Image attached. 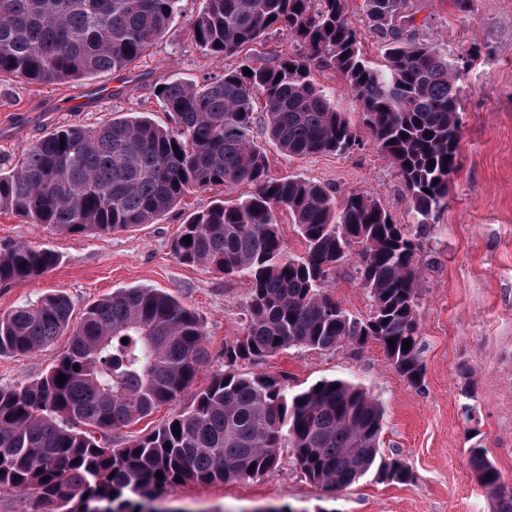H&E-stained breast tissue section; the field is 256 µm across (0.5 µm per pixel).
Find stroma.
<instances>
[{
	"label": "stroma",
	"mask_w": 512,
	"mask_h": 512,
	"mask_svg": "<svg viewBox=\"0 0 512 512\" xmlns=\"http://www.w3.org/2000/svg\"><path fill=\"white\" fill-rule=\"evenodd\" d=\"M203 0H182L167 34L136 63L119 73L57 84L22 79L0 83V161L62 126L94 128L130 112H147L166 123L155 87L171 78L199 83L240 65V57L215 60L196 46L190 23ZM423 39L461 56H480L460 73L464 88L459 168L448 207L421 240L417 309L425 366L421 385L409 384L375 341L331 350L290 349L246 361L247 373L267 374L296 392L340 378L362 385L384 408L381 450L406 465V484L366 476L343 491L311 484L282 449L277 467L246 481L188 484L165 493L179 512H255L289 507L292 512H494L495 502L467 463L472 438L512 484V0H473L470 11L453 0H411ZM359 140L346 153L291 158L268 147V173L299 175L329 187L336 203L350 194H375L395 223L416 233L414 212L395 167L378 152L360 107L342 77L319 71ZM245 185L200 189L151 224L99 236L56 232L0 213V244L25 242L54 251L58 263L47 275L0 286V314L39 296L61 292L74 315L119 288L168 291L199 316L209 361L196 384L205 386L224 370V343L243 335L249 284L201 266L179 262L171 242L180 224L218 199L248 193ZM336 298L358 318L372 302L361 287L354 261L336 271ZM62 343L17 357H0V386L28 383L51 368ZM190 394L164 404L140 421L112 431L105 442L120 448L163 425Z\"/></svg>",
	"instance_id": "stroma-1"
}]
</instances>
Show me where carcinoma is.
<instances>
[{
	"label": "carcinoma",
	"mask_w": 512,
	"mask_h": 512,
	"mask_svg": "<svg viewBox=\"0 0 512 512\" xmlns=\"http://www.w3.org/2000/svg\"><path fill=\"white\" fill-rule=\"evenodd\" d=\"M180 2L0 0V81L53 84L120 72L166 35ZM346 4L204 0L191 35L207 56H236L272 32L294 48L269 62L255 50L217 79L162 83L154 95L169 116L165 125L139 113L98 128L62 127L25 147L15 163L0 164V211L67 234L152 224L195 189L252 188L237 202L217 200L192 213L171 243L181 263L250 284L244 335L224 342L225 370L204 387H194L209 355L201 320L167 291L115 290L75 325L62 293L0 315V357L66 337L44 376L0 387V494L19 492L60 512H147L186 484L261 476L276 467L282 448L324 490H345L367 475L412 479L405 465L382 455L383 409L364 387L329 379L291 393L272 376L237 370L292 348L375 340L407 382L418 386L424 377L417 256L429 219L448 205L458 168L460 66L419 35L410 0H363L364 24L385 55V64L373 65ZM327 67L342 76L376 147L398 170L419 235L405 233L371 193H354L339 209L322 184L269 176L263 137L298 158L356 145L350 122L316 82ZM280 212L303 240L300 256L286 254ZM351 258L373 302L365 319L347 313L331 291L336 269ZM57 263L50 249L1 244L0 285L38 278ZM190 389V404L155 432L122 448L96 439ZM468 464L496 512H512V488L485 449L469 448Z\"/></svg>",
	"instance_id": "1"
}]
</instances>
